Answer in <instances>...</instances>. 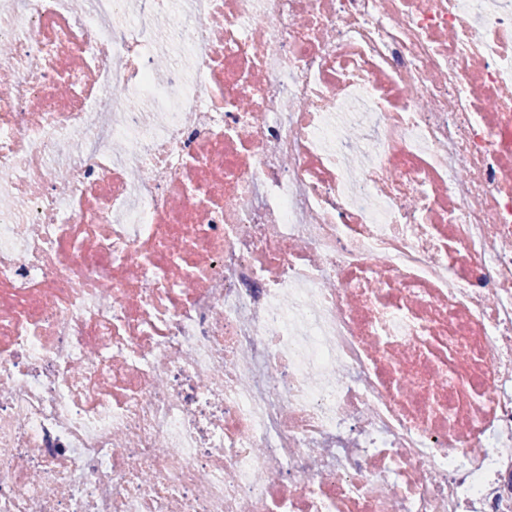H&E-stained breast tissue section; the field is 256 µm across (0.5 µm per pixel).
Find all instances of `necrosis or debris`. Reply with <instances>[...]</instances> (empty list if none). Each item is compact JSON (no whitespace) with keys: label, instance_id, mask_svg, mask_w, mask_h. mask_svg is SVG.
<instances>
[{"label":"necrosis or debris","instance_id":"1","mask_svg":"<svg viewBox=\"0 0 512 512\" xmlns=\"http://www.w3.org/2000/svg\"><path fill=\"white\" fill-rule=\"evenodd\" d=\"M0 0V512H512V0Z\"/></svg>","mask_w":512,"mask_h":512}]
</instances>
